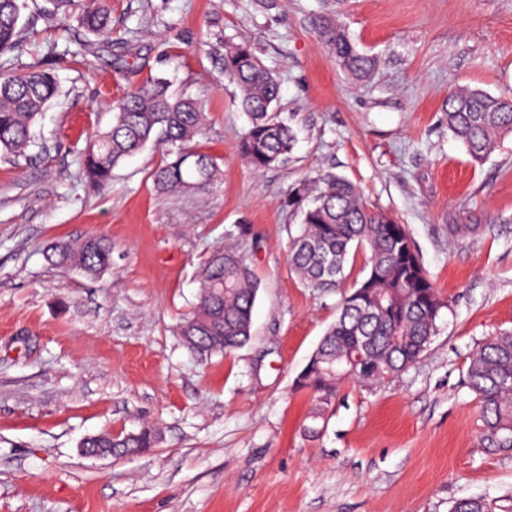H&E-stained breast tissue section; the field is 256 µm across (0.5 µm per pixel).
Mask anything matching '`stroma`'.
Instances as JSON below:
<instances>
[{
    "label": "stroma",
    "instance_id": "1",
    "mask_svg": "<svg viewBox=\"0 0 512 512\" xmlns=\"http://www.w3.org/2000/svg\"><path fill=\"white\" fill-rule=\"evenodd\" d=\"M340 19L371 75L352 79L319 37ZM37 21L19 62L52 70L59 92L27 158L0 155V512H448L461 498L512 492V451L480 442L469 356L512 330V135L472 163L448 130L450 91L512 95V0H112V32L80 28L48 48ZM245 44L281 83L276 106L297 139L254 170L239 150L248 119L213 63ZM199 99V149L220 178L172 194L148 146L104 189L81 175L88 137L148 78ZM330 171L409 231L450 308L423 357L376 383H344L316 437L296 378L363 280L365 256L321 293L288 264L289 191ZM247 235H239V228ZM101 235L96 277L46 259L56 242ZM235 243L260 282L253 337L229 356L190 352L178 324L200 267ZM155 428L154 448L90 459L102 432Z\"/></svg>",
    "mask_w": 512,
    "mask_h": 512
}]
</instances>
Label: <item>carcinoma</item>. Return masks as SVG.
Here are the masks:
<instances>
[{
    "label": "carcinoma",
    "instance_id": "1",
    "mask_svg": "<svg viewBox=\"0 0 512 512\" xmlns=\"http://www.w3.org/2000/svg\"><path fill=\"white\" fill-rule=\"evenodd\" d=\"M29 0H0V54L22 46L23 12ZM74 15L88 34L111 32L106 0H51L41 11L50 24ZM318 34L332 48L343 69L356 79L370 76L374 58L357 49L340 22H325ZM224 76L240 90V105L249 128L239 147L256 171L288 157L295 134L272 111L280 84L251 47L236 44L216 51ZM57 91V79L48 69L20 70L14 59L0 63V153L22 157L32 143V128ZM112 126L90 136L82 155L86 180L99 188L112 180V170L150 143L165 146L172 159L158 168L154 181L163 190L181 193L214 183L217 162L196 151L204 112L188 94L174 96L168 83L150 78L129 90L112 105ZM448 131L458 139L474 163H482L498 140L512 134V97L494 96L462 87L443 105ZM285 205L301 217L288 230V263L301 282L328 290L345 278L349 258L366 257L368 274L342 298L336 321L322 337L296 379L297 386L315 394L310 424L314 437L324 428L326 413L340 384L382 381L412 367L439 331L438 320L448 300L430 280L404 225L388 213L370 207L348 178L320 171L292 189ZM56 266L97 276L112 264V243L91 235L76 244L61 242L47 253ZM200 295L193 313L179 325L185 346L201 355L230 354L251 339L258 282L247 257L229 245L210 257L199 273ZM465 387L478 398L486 448L512 450V331L486 339L469 357ZM158 442V434L144 427L131 435L111 439L101 433L82 443L93 455L111 446L125 455L142 453ZM449 512H512V495L461 498Z\"/></svg>",
    "mask_w": 512,
    "mask_h": 512
}]
</instances>
